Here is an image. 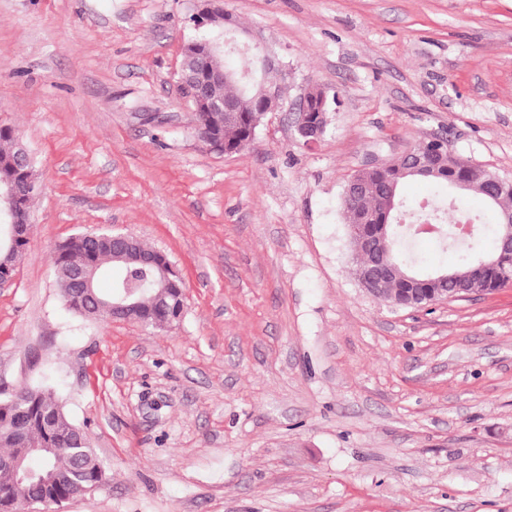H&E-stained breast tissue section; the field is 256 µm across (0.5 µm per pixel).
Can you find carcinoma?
I'll return each instance as SVG.
<instances>
[{
  "label": "carcinoma",
  "instance_id": "obj_1",
  "mask_svg": "<svg viewBox=\"0 0 512 512\" xmlns=\"http://www.w3.org/2000/svg\"><path fill=\"white\" fill-rule=\"evenodd\" d=\"M218 40L225 42V48L208 56L197 45L198 39L187 42L183 49L182 72L196 73L206 79L213 71H224L229 79L223 83L209 85V95L224 99L236 117L224 120L219 112L197 113V121L209 133L211 145L219 151L225 149L242 151L248 146L251 129L258 118L259 102L246 90L243 70L224 64V56L239 54L233 48L235 36L222 31ZM331 111V100L317 84L310 86L305 112L307 120L318 123L321 117ZM18 133L8 126L0 127V184L9 181L23 185H38L32 159L25 163L15 162ZM409 161L402 155L385 162L384 167L364 168L354 177L361 183V192L356 200H350L342 192L340 214L348 236L354 247L353 275L358 284L363 277L371 257L363 251V240L367 237L381 238L389 243L382 259L398 268L399 273L375 284L374 296L390 303L402 288H437L432 280L433 271L421 266V260L413 249L416 233L413 225L432 224L437 228L435 238L457 251V269H471L476 258L484 253L480 245L484 215L465 208L466 199L471 196L485 198L486 191L497 187L493 204L495 224L512 220V183L501 186V177L489 169L461 160L452 146L442 148L430 160L426 173L420 179L433 184L438 194L433 201L423 206L414 205L402 197L403 183L412 178L408 172ZM458 181L468 184L465 195L450 198L452 185ZM457 213L456 224H469L474 232L467 238L456 235L455 224L447 223L448 211ZM370 215L372 220L362 224V216ZM57 269L91 267L98 276L105 275L111 267L121 269L120 278L113 281L112 292L98 293V296L112 302V293L125 288L134 290L143 316L158 322L177 320L181 315L180 301L174 297L166 299L162 309H157V298L153 283L156 271L136 263H125L112 255L106 245L97 246L85 237L74 234L59 244L54 255ZM475 286L490 294L512 285V260L500 269L477 270L474 272ZM60 297L66 308L88 320H110L112 311L103 310L93 302L76 304L70 301V286L59 277L56 279ZM24 456L23 467L30 469L32 476L20 480V474L7 464L10 459ZM39 459V466L33 468L29 461ZM106 479L85 431L68 415L62 403L53 392L43 386L21 387L11 392L0 391V512H18L29 496L42 498L72 499L82 495L79 487L91 489L100 486Z\"/></svg>",
  "mask_w": 512,
  "mask_h": 512
}]
</instances>
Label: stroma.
<instances>
[{
  "instance_id": "35a3bbf8",
  "label": "stroma",
  "mask_w": 512,
  "mask_h": 512,
  "mask_svg": "<svg viewBox=\"0 0 512 512\" xmlns=\"http://www.w3.org/2000/svg\"><path fill=\"white\" fill-rule=\"evenodd\" d=\"M201 0H0V126L36 159L0 380L50 387L106 472L48 512H512V287L393 308L351 270L348 178L446 133L512 179V0H224L288 100L235 154L178 80ZM336 96L301 141L307 84ZM184 280L170 328L85 321L56 247L102 227ZM246 38L252 42V45L248 41L243 42L244 50L248 51L251 47L252 50H258L260 53V61L262 64V69H266L263 72V77L268 84L271 85H285L286 75L277 68H269V67H278L281 69H285V64H283L280 60H277L275 56H273L268 50L261 46V42L258 41L253 34L250 32L245 33ZM269 68V69H267ZM272 72H275L278 75V79L273 81L269 79L268 75Z\"/></svg>"
}]
</instances>
